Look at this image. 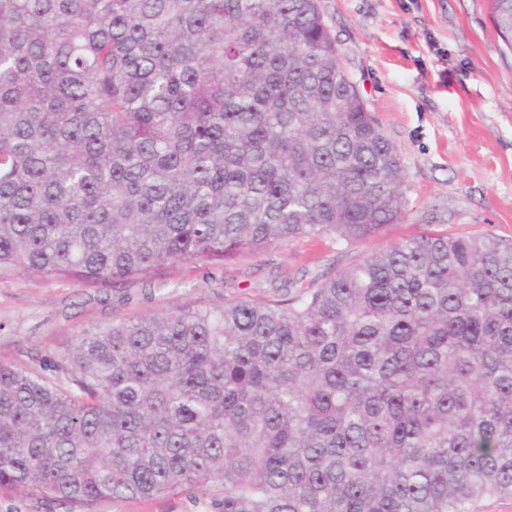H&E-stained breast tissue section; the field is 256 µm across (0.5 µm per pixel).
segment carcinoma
Listing matches in <instances>:
<instances>
[{
	"instance_id": "1",
	"label": "carcinoma",
	"mask_w": 512,
	"mask_h": 512,
	"mask_svg": "<svg viewBox=\"0 0 512 512\" xmlns=\"http://www.w3.org/2000/svg\"><path fill=\"white\" fill-rule=\"evenodd\" d=\"M512 50V0H491ZM318 0H0V275L94 284L405 214ZM0 486L87 512H473L512 497V243L424 232L315 288L0 363ZM92 512H210L186 495L159 499H129L94 505Z\"/></svg>"
}]
</instances>
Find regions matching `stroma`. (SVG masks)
<instances>
[{"label": "stroma", "instance_id": "obj_1", "mask_svg": "<svg viewBox=\"0 0 512 512\" xmlns=\"http://www.w3.org/2000/svg\"><path fill=\"white\" fill-rule=\"evenodd\" d=\"M339 61L401 156L404 219L351 247L297 238L223 266L182 263L149 282L0 276V363L51 361L90 326L173 305L293 296L428 230L512 241V52L491 0H319ZM93 512H207L188 496Z\"/></svg>", "mask_w": 512, "mask_h": 512}]
</instances>
